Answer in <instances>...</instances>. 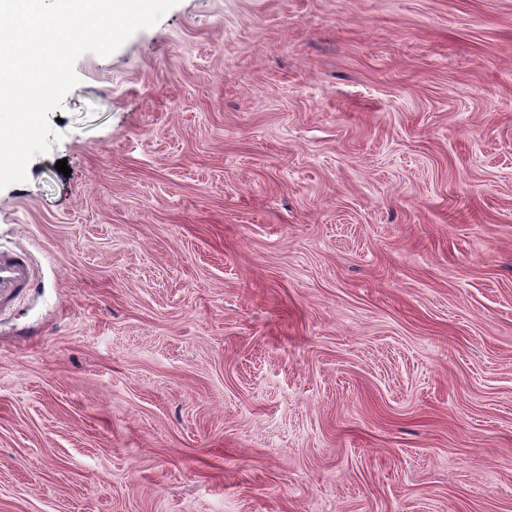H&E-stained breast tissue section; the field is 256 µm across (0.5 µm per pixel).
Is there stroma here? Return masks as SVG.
<instances>
[{"mask_svg":"<svg viewBox=\"0 0 512 512\" xmlns=\"http://www.w3.org/2000/svg\"><path fill=\"white\" fill-rule=\"evenodd\" d=\"M74 71L0 189V512H512V0H178ZM32 277V264L25 253L0 251V308L10 307L30 287Z\"/></svg>","mask_w":512,"mask_h":512,"instance_id":"stroma-1","label":"stroma"}]
</instances>
